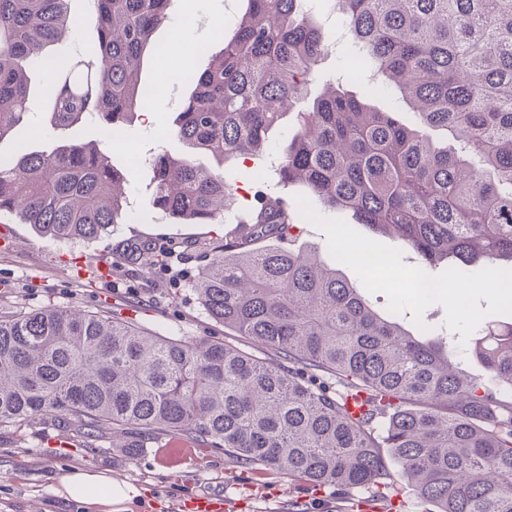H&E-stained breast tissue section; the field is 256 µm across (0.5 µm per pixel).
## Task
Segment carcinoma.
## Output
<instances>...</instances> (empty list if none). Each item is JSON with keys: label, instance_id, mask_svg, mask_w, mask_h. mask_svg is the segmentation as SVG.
Segmentation results:
<instances>
[{"label": "carcinoma", "instance_id": "cac0c4a2", "mask_svg": "<svg viewBox=\"0 0 512 512\" xmlns=\"http://www.w3.org/2000/svg\"><path fill=\"white\" fill-rule=\"evenodd\" d=\"M71 0H0V140L28 113L25 67L46 70L41 128L96 121L112 140L143 109L142 77L174 0H86L96 38L79 59L46 48L70 29ZM351 42L398 89L438 147L360 91L312 93L327 36L307 0H243L191 74L168 133L185 155L149 159L148 206L180 224H221L237 163L258 156L292 113L276 170L328 210L396 235L448 277L484 261L512 263V0H336ZM208 152L223 168L189 155ZM124 175L96 144L23 146L0 157V213L57 240L95 239L128 217ZM242 234L212 251L190 288L215 322L273 353L269 365L213 339H176L105 312L46 307L0 318V423L53 414L108 427L127 453L150 432L221 450L247 471L274 470L310 492L353 488L388 502L387 457L438 512H512V403L448 367L377 315L338 270L280 246L294 214L254 176ZM132 260L164 263L150 240ZM475 355L512 386V323L489 325ZM334 377L344 391H333ZM363 397L353 415L346 401Z\"/></svg>", "mask_w": 512, "mask_h": 512}]
</instances>
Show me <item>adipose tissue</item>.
I'll return each mask as SVG.
<instances>
[{"instance_id": "adipose-tissue-1", "label": "adipose tissue", "mask_w": 512, "mask_h": 512, "mask_svg": "<svg viewBox=\"0 0 512 512\" xmlns=\"http://www.w3.org/2000/svg\"><path fill=\"white\" fill-rule=\"evenodd\" d=\"M63 493L81 502L87 512H132L141 490L136 485L112 480L103 473L82 470L71 472L64 484Z\"/></svg>"}]
</instances>
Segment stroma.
Listing matches in <instances>:
<instances>
[{"label": "stroma", "instance_id": "stroma-1", "mask_svg": "<svg viewBox=\"0 0 512 512\" xmlns=\"http://www.w3.org/2000/svg\"><path fill=\"white\" fill-rule=\"evenodd\" d=\"M314 6L327 15L332 41L320 71L326 77L346 74L352 47L344 36L345 28L339 17L333 16L330 0H314ZM156 39L169 51L146 59L144 77L154 81L172 73L179 80L171 102L161 106L159 129L148 131L141 114L131 115L123 125L124 141L113 147L112 161L117 168L128 166V156L139 158L129 178L130 221L92 240L59 241L19 223L16 216L1 215L0 233L9 235L12 246L0 247V315L47 306L105 310L164 336L220 338L266 358L262 347L215 323L189 286L208 263L212 248L239 235L237 210L225 212L220 224H176L146 204L152 190L149 159L163 150L173 154L183 151L180 142L165 136L162 125L176 117L185 94V79L204 63L201 53L186 54L184 35L171 23L157 30ZM29 76L33 87L29 116L10 138L0 141L1 156L14 154L22 145L46 150L96 138L97 130L90 124L62 134L35 135L46 107L38 92L45 75L33 69ZM288 205L298 212L316 213L314 220L302 221L294 230L289 248L317 253L340 269L380 316L398 321L417 338L441 339L450 363L480 380L499 399L512 402V388L493 378L470 350L474 335L481 329L512 322V304L506 302L512 297V288L506 287L500 264L481 262L452 279L446 267L425 270L420 257L398 239L372 232L355 223L348 213L322 208L301 186H289ZM142 239L172 247L166 267L124 258L126 244ZM346 248L395 259L398 274L392 287H378L382 271L367 268L360 261L342 260ZM103 258L111 266L107 281L101 280L97 269ZM423 271L436 281L434 292L415 288L414 277ZM76 468L103 472L138 486L142 498L135 512H188L189 501L199 495L224 497L241 512H290L296 500L304 503L307 512H349L353 502L369 496L364 488L340 499L329 493L310 495L300 481L288 475L249 474L223 452L169 432L156 433L147 448L131 455L114 447L111 431H101L89 439L52 416L21 425L0 424V512H83L79 502L61 494L65 477Z\"/></svg>", "mask_w": 512, "mask_h": 512}]
</instances>
